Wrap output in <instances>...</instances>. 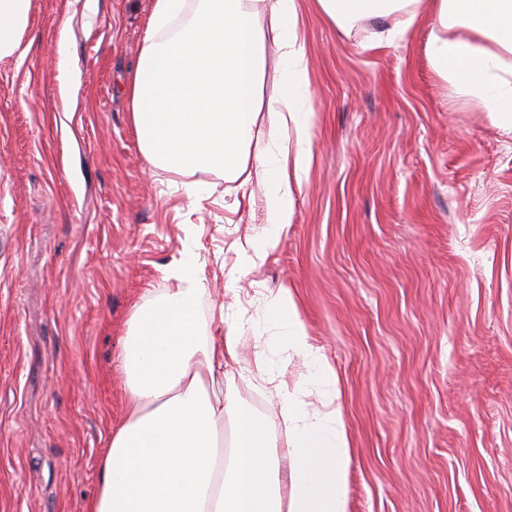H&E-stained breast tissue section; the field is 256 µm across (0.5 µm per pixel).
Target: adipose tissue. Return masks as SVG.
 I'll list each match as a JSON object with an SVG mask.
<instances>
[{
    "instance_id": "obj_1",
    "label": "adipose tissue",
    "mask_w": 512,
    "mask_h": 512,
    "mask_svg": "<svg viewBox=\"0 0 512 512\" xmlns=\"http://www.w3.org/2000/svg\"><path fill=\"white\" fill-rule=\"evenodd\" d=\"M425 0H318L339 28L365 19L404 37ZM433 27L426 52L439 78L482 103L512 134V0H426ZM30 0H0V60L18 53ZM265 26H257V17ZM296 0H152L146 37L127 86L141 151L152 167L183 177L188 197L207 194L211 177L263 182V227L240 252L247 273L273 252L292 222L291 177L306 175L313 151L306 50ZM283 63L278 98L264 100V46ZM193 237L168 271L169 288L134 307L119 368L127 414L98 462L99 489L88 512H350L348 440L338 378L315 345L289 289L268 303L271 321L323 389L308 412L284 380L269 377L285 431L224 385L236 359L239 325L203 335L197 307L205 289ZM290 459L282 467V459Z\"/></svg>"
}]
</instances>
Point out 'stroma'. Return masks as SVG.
Wrapping results in <instances>:
<instances>
[{"mask_svg": "<svg viewBox=\"0 0 512 512\" xmlns=\"http://www.w3.org/2000/svg\"><path fill=\"white\" fill-rule=\"evenodd\" d=\"M313 162L275 251L237 249L266 187L190 201L145 161L126 95L151 0H31L0 61V512H85L125 417L117 368L134 305L168 288L192 228L213 311L243 325L242 404L283 425L262 373L317 403L270 322L290 289L335 369L352 512H512V137L405 37L341 30L296 0Z\"/></svg>", "mask_w": 512, "mask_h": 512, "instance_id": "35a3bbf8", "label": "stroma"}]
</instances>
